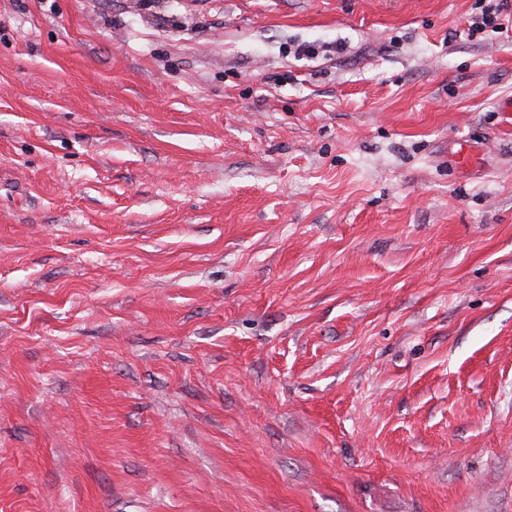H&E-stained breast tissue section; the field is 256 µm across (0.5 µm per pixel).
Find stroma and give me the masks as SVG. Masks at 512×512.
I'll return each mask as SVG.
<instances>
[{
	"label": "stroma",
	"instance_id": "obj_1",
	"mask_svg": "<svg viewBox=\"0 0 512 512\" xmlns=\"http://www.w3.org/2000/svg\"><path fill=\"white\" fill-rule=\"evenodd\" d=\"M481 6L0 0V512H512Z\"/></svg>",
	"mask_w": 512,
	"mask_h": 512
}]
</instances>
